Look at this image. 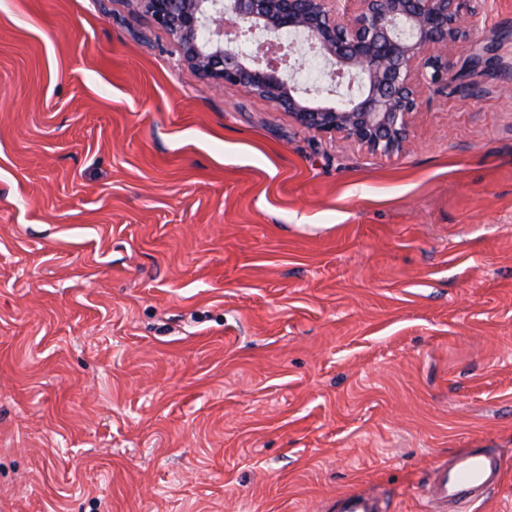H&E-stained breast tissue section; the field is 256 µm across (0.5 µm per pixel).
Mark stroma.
Segmentation results:
<instances>
[{
    "label": "stroma",
    "instance_id": "stroma-1",
    "mask_svg": "<svg viewBox=\"0 0 512 512\" xmlns=\"http://www.w3.org/2000/svg\"><path fill=\"white\" fill-rule=\"evenodd\" d=\"M403 150L209 88L141 0H0V512H512V0ZM501 459L485 448H466L432 471L425 495L431 512L463 511L482 502L500 483ZM329 510L336 512H382L379 501L361 491H351L341 495Z\"/></svg>",
    "mask_w": 512,
    "mask_h": 512
}]
</instances>
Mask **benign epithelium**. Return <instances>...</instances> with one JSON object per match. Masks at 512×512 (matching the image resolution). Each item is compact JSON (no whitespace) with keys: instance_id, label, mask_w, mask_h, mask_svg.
<instances>
[{"instance_id":"7a95c632","label":"benign epithelium","mask_w":512,"mask_h":512,"mask_svg":"<svg viewBox=\"0 0 512 512\" xmlns=\"http://www.w3.org/2000/svg\"><path fill=\"white\" fill-rule=\"evenodd\" d=\"M211 85H233L289 112L302 127L334 132L375 153L402 146L419 104L416 74L443 89L480 90L503 35L474 32V0H143ZM253 45L249 54L238 42ZM470 53L453 58L456 44ZM321 59L319 86L296 82L297 51Z\"/></svg>"}]
</instances>
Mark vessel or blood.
<instances>
[{
	"instance_id": "obj_1",
	"label": "vessel or blood",
	"mask_w": 512,
	"mask_h": 512,
	"mask_svg": "<svg viewBox=\"0 0 512 512\" xmlns=\"http://www.w3.org/2000/svg\"><path fill=\"white\" fill-rule=\"evenodd\" d=\"M501 459L485 448H466L432 471L425 495L430 512H463L464 508L484 501L500 483ZM333 512H382L372 495L351 491L332 505Z\"/></svg>"
}]
</instances>
